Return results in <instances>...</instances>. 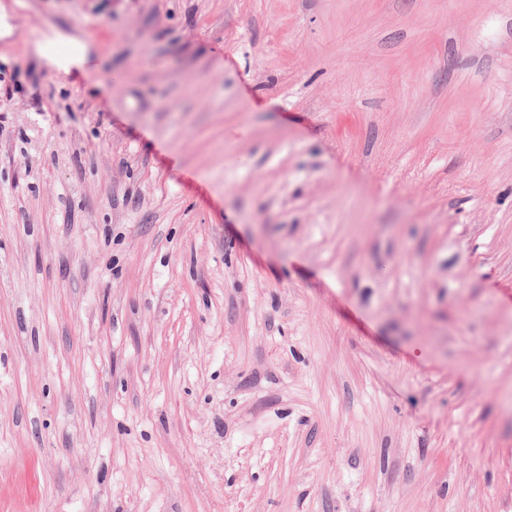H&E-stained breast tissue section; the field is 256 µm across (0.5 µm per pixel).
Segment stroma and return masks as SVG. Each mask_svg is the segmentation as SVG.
<instances>
[{
    "label": "stroma",
    "instance_id": "stroma-1",
    "mask_svg": "<svg viewBox=\"0 0 512 512\" xmlns=\"http://www.w3.org/2000/svg\"><path fill=\"white\" fill-rule=\"evenodd\" d=\"M0 512H512V0H0ZM71 41L75 40L55 33L52 39L39 41L35 44L34 55L39 61L43 62L47 66L56 69L68 70L70 67L79 65L82 62L83 56L88 50L87 46L81 44L72 56L65 59L59 58L53 52H51L49 46L71 45Z\"/></svg>",
    "mask_w": 512,
    "mask_h": 512
}]
</instances>
